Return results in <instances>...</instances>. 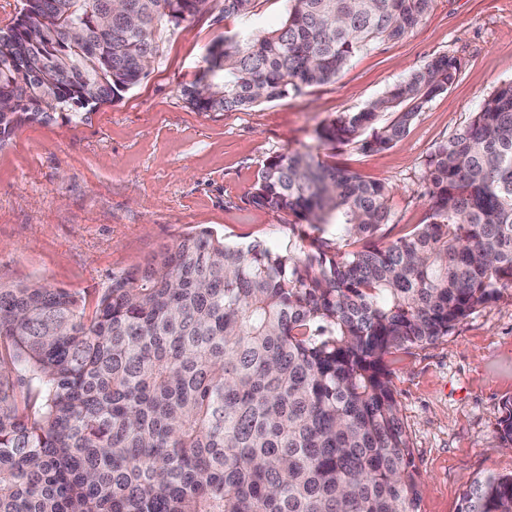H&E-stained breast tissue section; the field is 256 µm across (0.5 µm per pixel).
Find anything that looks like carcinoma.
<instances>
[{
  "label": "carcinoma",
  "instance_id": "carcinoma-1",
  "mask_svg": "<svg viewBox=\"0 0 512 512\" xmlns=\"http://www.w3.org/2000/svg\"><path fill=\"white\" fill-rule=\"evenodd\" d=\"M209 2L24 0L0 30V143L26 119L119 99L161 30ZM252 2L224 0V15ZM431 2L288 0L277 30L215 42L185 95L238 111L334 81ZM458 70L437 56L318 139L385 150ZM424 180L425 223L383 245L385 185L289 153L251 196L305 222L285 251L201 229L112 277L89 317L64 288L0 282V512H419L386 357L436 343L512 287V81ZM335 239L361 248L330 255ZM498 440L512 448L511 398ZM459 512H512V475L472 479Z\"/></svg>",
  "mask_w": 512,
  "mask_h": 512
}]
</instances>
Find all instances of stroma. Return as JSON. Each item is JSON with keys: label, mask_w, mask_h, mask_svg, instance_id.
Segmentation results:
<instances>
[{"label": "stroma", "mask_w": 512, "mask_h": 512, "mask_svg": "<svg viewBox=\"0 0 512 512\" xmlns=\"http://www.w3.org/2000/svg\"><path fill=\"white\" fill-rule=\"evenodd\" d=\"M223 0L168 26L148 75L114 103L23 124L0 145V281L67 289L94 303L113 276L146 267L206 227L226 242H295V215L253 205L272 157L312 151L385 184L389 221L379 240L423 223L427 160L469 121L484 98L512 81V0H433L398 40L356 54L340 76L301 94L241 111L201 112L183 94L227 36L267 33L286 0H254L248 16ZM439 55L456 57V81L429 101L388 149L320 145L317 129L357 112ZM419 474V512H458L469 481L512 474L497 421L512 398V288L435 344L386 358Z\"/></svg>", "instance_id": "35a3bbf8"}]
</instances>
